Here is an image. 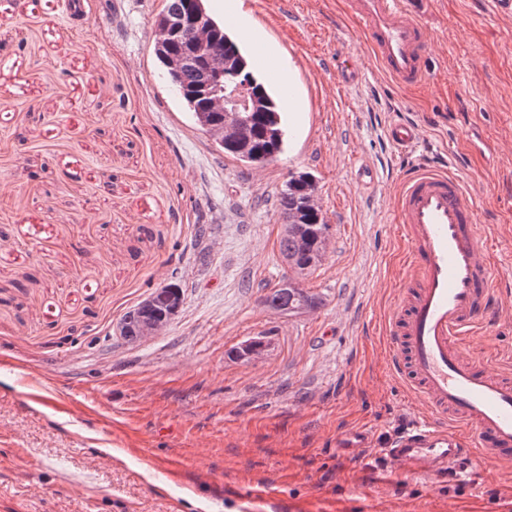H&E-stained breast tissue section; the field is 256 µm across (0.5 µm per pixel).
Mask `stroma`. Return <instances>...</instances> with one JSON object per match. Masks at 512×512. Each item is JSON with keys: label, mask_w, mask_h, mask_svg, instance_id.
<instances>
[{"label": "stroma", "mask_w": 512, "mask_h": 512, "mask_svg": "<svg viewBox=\"0 0 512 512\" xmlns=\"http://www.w3.org/2000/svg\"><path fill=\"white\" fill-rule=\"evenodd\" d=\"M83 2L76 25L71 0H0V512H512V458L436 479L380 447L425 409L383 334L415 162L386 139L394 117L421 127L427 161L459 154L497 258L468 350L512 362V16L428 0L430 68L402 88L348 0H209L289 75L284 151L255 168L194 128L153 60L162 0ZM343 56L361 71L347 87ZM296 171L314 175L331 237L302 282L324 305L288 317L259 296L288 274L277 198ZM176 279L184 300L158 337L116 335ZM260 335L261 356L231 357ZM361 428L376 447H337Z\"/></svg>", "instance_id": "stroma-1"}]
</instances>
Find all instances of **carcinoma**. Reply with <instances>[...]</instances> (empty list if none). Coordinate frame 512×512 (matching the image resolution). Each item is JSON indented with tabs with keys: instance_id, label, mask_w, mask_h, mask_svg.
<instances>
[{
	"instance_id": "carcinoma-1",
	"label": "carcinoma",
	"mask_w": 512,
	"mask_h": 512,
	"mask_svg": "<svg viewBox=\"0 0 512 512\" xmlns=\"http://www.w3.org/2000/svg\"><path fill=\"white\" fill-rule=\"evenodd\" d=\"M206 0H163L155 25L158 31L152 48L154 60L165 71L170 83L179 91L194 125L212 144L233 159L251 166L267 164L284 150L282 107L272 88L260 82L254 65L236 39L231 37L205 6ZM204 14L210 24L209 42L201 49L188 37L190 11ZM219 52L231 61L224 74L225 82H241L250 86L259 104L255 112H244L235 119L236 142L241 150L224 138V113L210 112L205 106L212 89L213 72L201 61L206 52ZM316 184L308 173H291L278 193L282 232L278 238L279 253L288 263L292 275L275 288H266L261 303L267 309L290 317L322 304V296L301 287L298 278L321 265L326 256L331 225L314 203ZM183 291L178 281L157 289L150 302H142L121 319L120 338L127 343L139 340L141 326L151 318L168 313L169 301L180 300Z\"/></svg>"
}]
</instances>
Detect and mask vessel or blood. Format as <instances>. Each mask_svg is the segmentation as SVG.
Returning <instances> with one entry per match:
<instances>
[{"label": "vessel or blood", "mask_w": 512, "mask_h": 512, "mask_svg": "<svg viewBox=\"0 0 512 512\" xmlns=\"http://www.w3.org/2000/svg\"><path fill=\"white\" fill-rule=\"evenodd\" d=\"M416 0H349L372 57L398 85L427 73L428 35ZM387 137L402 153L424 144L418 125L395 119ZM477 203L452 171L420 165L401 182L397 216L407 243L405 279L389 326V352L407 392L426 411L387 442L409 471L461 472L469 455L512 456V374L473 357L466 336L489 308L491 265L475 222Z\"/></svg>", "instance_id": "obj_1"}]
</instances>
